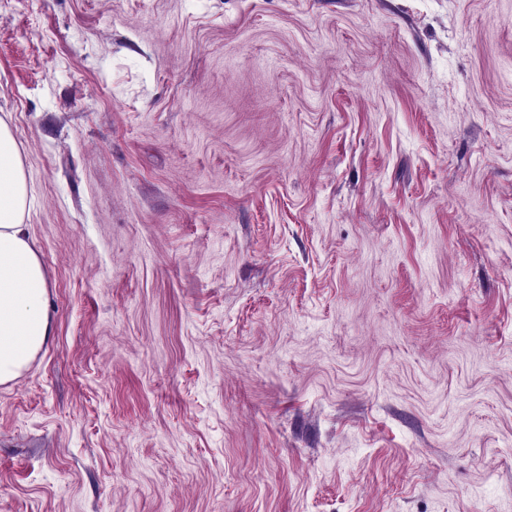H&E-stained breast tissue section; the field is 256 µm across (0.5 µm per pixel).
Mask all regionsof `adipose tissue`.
Instances as JSON below:
<instances>
[{
    "instance_id": "1",
    "label": "adipose tissue",
    "mask_w": 512,
    "mask_h": 512,
    "mask_svg": "<svg viewBox=\"0 0 512 512\" xmlns=\"http://www.w3.org/2000/svg\"><path fill=\"white\" fill-rule=\"evenodd\" d=\"M27 206L20 151L0 120V384L19 377L50 334L46 278L22 222Z\"/></svg>"
}]
</instances>
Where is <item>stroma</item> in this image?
<instances>
[{"instance_id":"obj_1","label":"stroma","mask_w":512,"mask_h":512,"mask_svg":"<svg viewBox=\"0 0 512 512\" xmlns=\"http://www.w3.org/2000/svg\"><path fill=\"white\" fill-rule=\"evenodd\" d=\"M0 119V512H512V0H0ZM27 206L20 151L0 119V384L19 377L50 336L47 282L22 224Z\"/></svg>"}]
</instances>
